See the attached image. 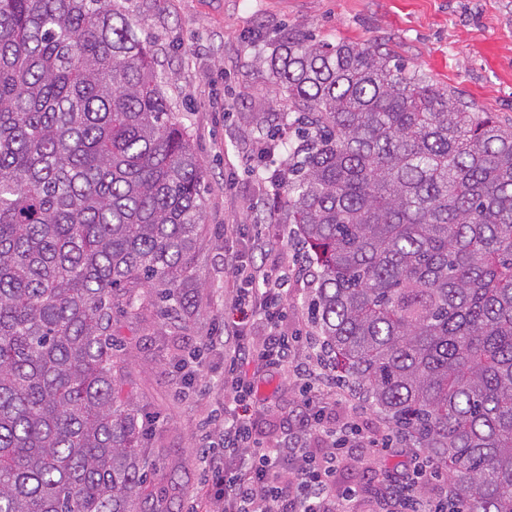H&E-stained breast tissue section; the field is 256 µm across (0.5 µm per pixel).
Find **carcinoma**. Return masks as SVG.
<instances>
[{"instance_id":"carcinoma-1","label":"carcinoma","mask_w":512,"mask_h":512,"mask_svg":"<svg viewBox=\"0 0 512 512\" xmlns=\"http://www.w3.org/2000/svg\"><path fill=\"white\" fill-rule=\"evenodd\" d=\"M113 0H0V512H171L118 322L200 312L201 162ZM267 152L342 383L512 512V125L378 45L258 57Z\"/></svg>"}]
</instances>
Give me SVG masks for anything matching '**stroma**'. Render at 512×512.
I'll return each instance as SVG.
<instances>
[{
	"label": "stroma",
	"mask_w": 512,
	"mask_h": 512,
	"mask_svg": "<svg viewBox=\"0 0 512 512\" xmlns=\"http://www.w3.org/2000/svg\"><path fill=\"white\" fill-rule=\"evenodd\" d=\"M149 45L154 67L178 121L202 164L206 236L197 269L208 285L200 316L179 321L157 310L123 323L136 390L151 426L157 456L153 477L179 489L178 512H192L203 476L205 422L224 405V362L203 341L236 319L228 298L235 289L225 255L269 215L262 186L276 167L259 150L261 129L288 109L275 98L270 77L256 59L270 53L284 31L317 41L385 44L408 68L473 100L478 111L512 122V0H114ZM239 224L244 236L224 238ZM297 225L283 224L256 261L301 265ZM318 283L290 281L285 334L317 333L311 315ZM192 385H184L186 373Z\"/></svg>",
	"instance_id": "stroma-1"
}]
</instances>
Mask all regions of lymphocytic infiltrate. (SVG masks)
<instances>
[{"label":"lymphocytic infiltrate","instance_id":"1","mask_svg":"<svg viewBox=\"0 0 512 512\" xmlns=\"http://www.w3.org/2000/svg\"><path fill=\"white\" fill-rule=\"evenodd\" d=\"M226 262L238 284L232 305L240 318L204 342L221 352L230 393L223 421L213 427L218 449L204 455L206 477L197 491L201 512H356L363 500L368 512H456L447 487L432 490L437 475L431 463L414 461L405 473L383 471L377 458L395 448L396 440L375 446L354 414L339 425L325 422L324 409L337 394L335 369L321 352L310 363L291 362L294 349L281 330L287 272L235 253ZM255 324L262 329L257 338L246 332ZM288 365L296 375L317 376L319 384L303 390L296 410L282 418L279 438L255 444L256 419L248 409L255 385L266 369ZM316 437L323 451L312 448ZM348 458L361 465L369 499L361 497L365 487L337 482V470Z\"/></svg>","mask_w":512,"mask_h":512}]
</instances>
